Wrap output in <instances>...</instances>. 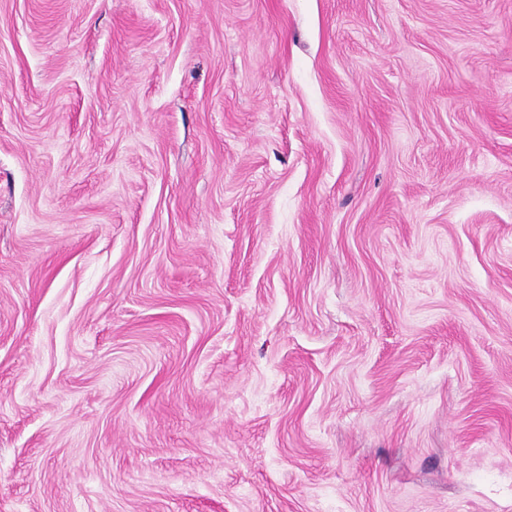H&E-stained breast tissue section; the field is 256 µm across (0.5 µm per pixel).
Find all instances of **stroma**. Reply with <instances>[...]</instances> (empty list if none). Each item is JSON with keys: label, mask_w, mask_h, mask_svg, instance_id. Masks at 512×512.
Returning a JSON list of instances; mask_svg holds the SVG:
<instances>
[{"label": "stroma", "mask_w": 512, "mask_h": 512, "mask_svg": "<svg viewBox=\"0 0 512 512\" xmlns=\"http://www.w3.org/2000/svg\"><path fill=\"white\" fill-rule=\"evenodd\" d=\"M0 512H512V0H0Z\"/></svg>", "instance_id": "obj_1"}]
</instances>
